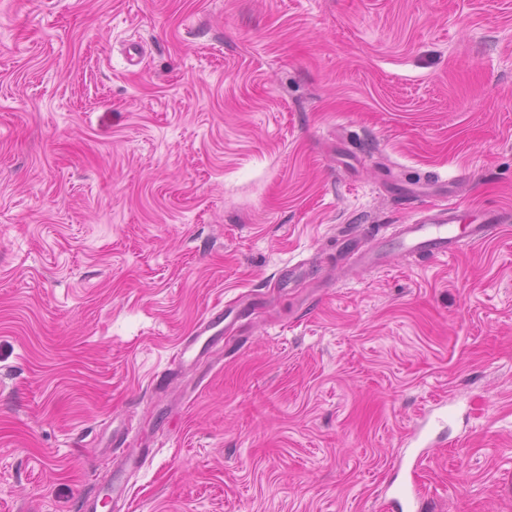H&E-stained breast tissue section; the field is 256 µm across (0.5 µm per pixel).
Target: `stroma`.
<instances>
[{
  "instance_id": "35a3bbf8",
  "label": "stroma",
  "mask_w": 512,
  "mask_h": 512,
  "mask_svg": "<svg viewBox=\"0 0 512 512\" xmlns=\"http://www.w3.org/2000/svg\"><path fill=\"white\" fill-rule=\"evenodd\" d=\"M446 205L512 208V0H0V512L115 478L128 512H388L411 478L512 512V230L343 244ZM232 311L233 310H231L225 318L224 309L209 311L208 314L197 323L194 336H190L179 344L174 354V362H182L202 336H208L207 341L209 348L215 347L223 342L224 336L221 335L222 331L217 328L224 322V319L229 317Z\"/></svg>"
}]
</instances>
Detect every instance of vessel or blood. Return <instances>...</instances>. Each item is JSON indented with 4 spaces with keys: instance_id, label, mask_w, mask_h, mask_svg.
Returning <instances> with one entry per match:
<instances>
[{
    "instance_id": "1",
    "label": "vessel or blood",
    "mask_w": 512,
    "mask_h": 512,
    "mask_svg": "<svg viewBox=\"0 0 512 512\" xmlns=\"http://www.w3.org/2000/svg\"><path fill=\"white\" fill-rule=\"evenodd\" d=\"M457 212L453 207L441 209L437 214L399 225L393 242L405 252L430 258H445L456 254L464 244L486 243L512 222V210L486 211L485 220L472 224L466 233H459ZM224 321L223 311L208 312L197 324L195 334L182 341L174 354L175 361H183L192 351L199 337H206L209 346L219 345L223 337L219 330ZM394 512H416L417 489L409 485L396 488L391 497Z\"/></svg>"
}]
</instances>
